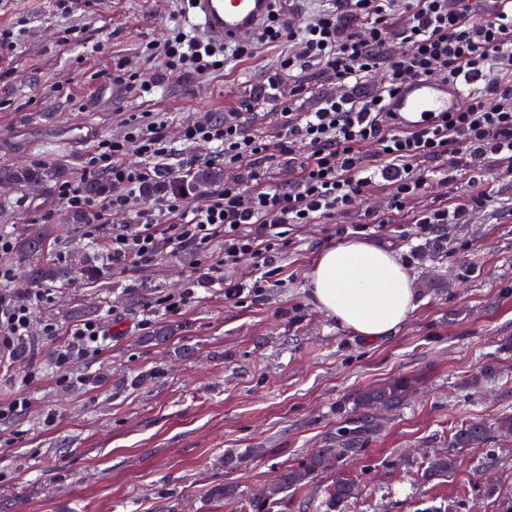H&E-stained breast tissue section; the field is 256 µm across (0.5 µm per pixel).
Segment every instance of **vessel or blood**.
Wrapping results in <instances>:
<instances>
[{
    "label": "vessel or blood",
    "mask_w": 512,
    "mask_h": 512,
    "mask_svg": "<svg viewBox=\"0 0 512 512\" xmlns=\"http://www.w3.org/2000/svg\"><path fill=\"white\" fill-rule=\"evenodd\" d=\"M275 6L274 0H191V18L210 41H240L255 35ZM462 92L453 83L418 79L389 102L403 127L428 124L457 111Z\"/></svg>",
    "instance_id": "obj_1"
}]
</instances>
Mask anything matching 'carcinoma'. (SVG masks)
Here are the masks:
<instances>
[{"instance_id":"1","label":"carcinoma","mask_w":512,"mask_h":512,"mask_svg":"<svg viewBox=\"0 0 512 512\" xmlns=\"http://www.w3.org/2000/svg\"><path fill=\"white\" fill-rule=\"evenodd\" d=\"M222 173L210 166H198L181 173L161 171L156 178L143 185L141 193L145 197H155L170 192H179L184 188L191 191L202 189L219 180ZM65 177L62 169H46L40 166H0V183L13 186L41 184ZM48 234L43 231L31 234L20 240L19 251L33 260L30 269L33 282L42 284H64L77 276L89 283H95L105 275V267L94 260H86L79 268L68 264L44 263L41 261L46 247ZM410 389V381L398 379L381 384L364 392L360 397L365 405L380 408H392L398 404ZM361 427H356L338 440L337 448H322L304 457L299 466H290L279 471L277 488L285 493L308 484L318 474L330 469L335 464L352 461L364 452L363 440L360 439ZM512 433V415H503L493 423L482 420L472 421L457 430L453 437L459 448H477L485 444L494 435ZM454 457L436 453L430 456L424 468L422 478L431 481L446 477L456 470ZM359 494V487L343 473H338L334 480L326 485L322 504L325 512H342V506Z\"/></svg>"}]
</instances>
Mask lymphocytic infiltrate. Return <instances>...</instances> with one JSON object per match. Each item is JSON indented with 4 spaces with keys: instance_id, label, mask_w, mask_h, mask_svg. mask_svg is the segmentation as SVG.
<instances>
[{
    "instance_id": "obj_1",
    "label": "lymphocytic infiltrate",
    "mask_w": 512,
    "mask_h": 512,
    "mask_svg": "<svg viewBox=\"0 0 512 512\" xmlns=\"http://www.w3.org/2000/svg\"><path fill=\"white\" fill-rule=\"evenodd\" d=\"M274 44L288 50L267 71L270 87L288 79L292 95H299L301 75L316 67L337 91L313 112L284 107L274 135L246 128L238 112L185 122L180 141L209 145L206 163L231 172L200 203L187 205L181 193L148 203L140 198L142 185L156 177L172 151L163 119H126L119 136L98 142L82 157L79 176L57 186L68 209L91 215L84 236L113 271L149 267L163 252L193 257L194 288L158 299L150 315L181 314L198 287L223 289L230 299L247 290L262 292L285 228L328 223L372 190L383 191L385 204L369 212V223L407 219L429 235L465 223L473 209L496 205V196L481 187L486 176L480 161L495 162L497 175L512 176V0H494L490 10L484 0H326L303 19L272 11L257 35L230 54L178 25L141 54L161 58L166 75L206 77L223 70L227 58L242 62ZM421 77L464 86V102L437 124L405 130L385 104ZM277 157L287 162L290 177L275 184L269 164ZM437 164L479 184V191L462 202L441 198L413 210ZM94 176L111 182L109 194L85 193V180ZM117 211L134 213L135 223L112 226ZM247 261L253 265L250 282L230 279ZM13 277L12 269L0 265V358L19 360L34 339L55 340L58 329L51 323L34 327L36 310L54 297V289L19 296L9 289ZM68 336L56 353L63 369L95 355L109 339L93 321L76 325Z\"/></svg>"
}]
</instances>
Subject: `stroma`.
<instances>
[{
  "mask_svg": "<svg viewBox=\"0 0 512 512\" xmlns=\"http://www.w3.org/2000/svg\"><path fill=\"white\" fill-rule=\"evenodd\" d=\"M186 8L185 0H0V28L16 34L0 57V165L61 167L72 176L133 115L147 122L168 113L173 140L183 122L227 112L272 131L285 101L310 112L334 92L316 68L303 74L300 96L271 89L276 47L205 78L160 79V61L141 51L161 43ZM124 60L150 92L112 84ZM259 96L268 106L256 116L249 105ZM56 187L0 190V230L17 241L46 228L47 262L96 256L81 226L68 223ZM493 187L506 208L474 211L437 236L416 239L397 224L363 232L414 274L416 309L380 340L322 312L308 284L321 250L340 241L337 225L366 224L368 211L384 204L379 191L335 223L288 232L272 285L258 295L231 300L200 288L182 314L147 318L156 297L191 287L192 257L164 254L144 270L72 281L37 310L36 324L65 330L96 321L112 341L72 366L95 377L89 386L61 380L49 344L0 370V398L30 401L21 414L0 417V512H236L258 501L282 467L335 447L340 431L360 425L368 416L362 392L399 378L412 379V388L396 409L377 414L364 456L344 467L360 488L344 512H512V436L453 446L462 425L512 413V178ZM162 327L171 335L160 342ZM435 450L454 453L458 466L423 480ZM485 472L491 480H482ZM334 477L330 470L280 494L275 512H324L322 489ZM224 483L235 487V502L208 497Z\"/></svg>",
  "mask_w": 512,
  "mask_h": 512,
  "instance_id": "obj_1",
  "label": "stroma"
}]
</instances>
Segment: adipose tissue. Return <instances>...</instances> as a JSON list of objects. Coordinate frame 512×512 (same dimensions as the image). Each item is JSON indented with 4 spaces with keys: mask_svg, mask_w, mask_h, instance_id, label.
I'll return each mask as SVG.
<instances>
[{
    "mask_svg": "<svg viewBox=\"0 0 512 512\" xmlns=\"http://www.w3.org/2000/svg\"><path fill=\"white\" fill-rule=\"evenodd\" d=\"M309 292L322 311L368 340L394 334L416 307L412 274L399 255L361 240L323 249Z\"/></svg>",
    "mask_w": 512,
    "mask_h": 512,
    "instance_id": "ef3b65f1",
    "label": "adipose tissue"
}]
</instances>
